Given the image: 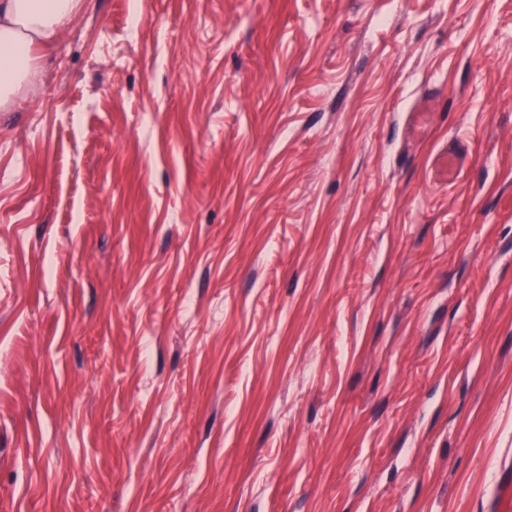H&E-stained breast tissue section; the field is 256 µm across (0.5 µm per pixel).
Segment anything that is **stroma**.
Wrapping results in <instances>:
<instances>
[{"label": "stroma", "instance_id": "stroma-1", "mask_svg": "<svg viewBox=\"0 0 512 512\" xmlns=\"http://www.w3.org/2000/svg\"><path fill=\"white\" fill-rule=\"evenodd\" d=\"M512 0H86L0 110V512H512Z\"/></svg>", "mask_w": 512, "mask_h": 512}]
</instances>
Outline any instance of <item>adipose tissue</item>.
I'll return each instance as SVG.
<instances>
[{
  "mask_svg": "<svg viewBox=\"0 0 512 512\" xmlns=\"http://www.w3.org/2000/svg\"><path fill=\"white\" fill-rule=\"evenodd\" d=\"M83 0H0V109L26 94L38 69V48L65 30Z\"/></svg>",
  "mask_w": 512,
  "mask_h": 512,
  "instance_id": "adipose-tissue-1",
  "label": "adipose tissue"
}]
</instances>
